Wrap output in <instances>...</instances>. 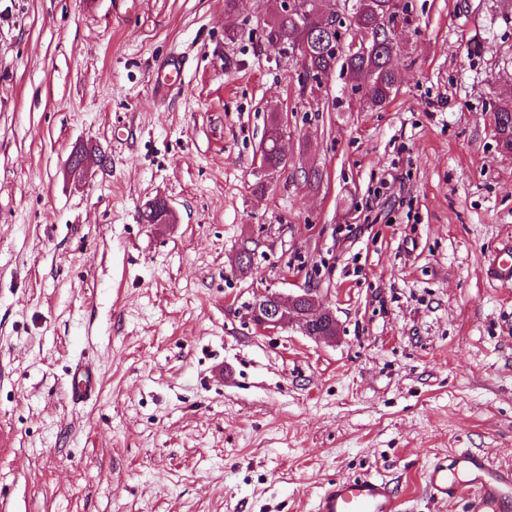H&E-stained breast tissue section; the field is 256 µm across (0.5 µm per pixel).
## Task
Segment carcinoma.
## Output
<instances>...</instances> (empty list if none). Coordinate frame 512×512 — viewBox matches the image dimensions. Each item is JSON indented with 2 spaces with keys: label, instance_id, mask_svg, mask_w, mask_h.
Instances as JSON below:
<instances>
[{
  "label": "carcinoma",
  "instance_id": "obj_1",
  "mask_svg": "<svg viewBox=\"0 0 512 512\" xmlns=\"http://www.w3.org/2000/svg\"><path fill=\"white\" fill-rule=\"evenodd\" d=\"M302 11H278L265 22V37L268 44L283 51L299 49L300 61L311 75L312 81L321 84L323 78L342 63L348 71L351 89L364 91L366 102L371 107H383L399 84V73L388 66V61L397 52V42L391 24L399 21L410 24L407 10H398L396 0H355L353 12L346 25L347 41L366 34L373 37L374 49L364 55L342 50L331 44V36L321 29L323 7L335 0H305ZM493 127L498 144L505 153L512 154V100L495 103L491 107ZM262 161L271 170H282L288 158L278 150L276 142L269 137L262 146Z\"/></svg>",
  "mask_w": 512,
  "mask_h": 512
}]
</instances>
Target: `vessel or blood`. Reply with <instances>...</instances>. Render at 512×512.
<instances>
[{
    "label": "vessel or blood",
    "instance_id": "b4317fda",
    "mask_svg": "<svg viewBox=\"0 0 512 512\" xmlns=\"http://www.w3.org/2000/svg\"><path fill=\"white\" fill-rule=\"evenodd\" d=\"M491 280L512 282V240L489 260ZM97 370L77 361L71 370L68 399L75 404L96 397ZM430 498L440 502L465 500L468 512H512V468L494 465L483 454L458 452L432 463L423 474ZM314 512H406L401 496L382 478L366 476L336 481L317 496Z\"/></svg>",
    "mask_w": 512,
    "mask_h": 512
}]
</instances>
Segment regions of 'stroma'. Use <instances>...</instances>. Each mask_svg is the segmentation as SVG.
<instances>
[{"instance_id": "1", "label": "stroma", "mask_w": 512, "mask_h": 512, "mask_svg": "<svg viewBox=\"0 0 512 512\" xmlns=\"http://www.w3.org/2000/svg\"><path fill=\"white\" fill-rule=\"evenodd\" d=\"M278 5L0 0V512H313L369 475L408 512H466L429 498L430 464L512 467V282L485 276L512 237L486 113L512 98V0H408L380 109L343 69L300 81L264 37ZM155 198L172 223L143 222ZM302 288L336 339L253 323ZM80 358L99 393L75 406ZM181 61L178 54L171 55L157 68L156 84L158 88H168V82L177 81L180 78Z\"/></svg>"}]
</instances>
